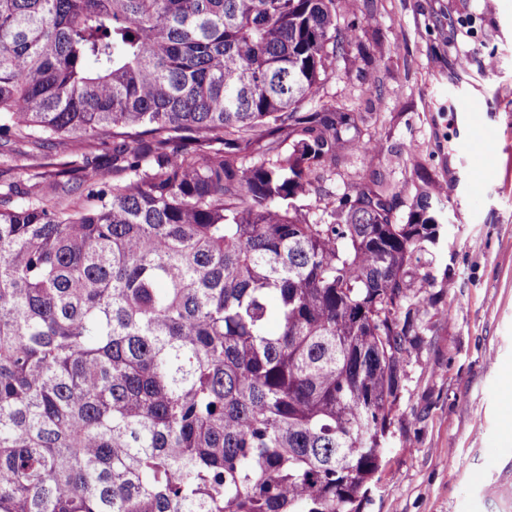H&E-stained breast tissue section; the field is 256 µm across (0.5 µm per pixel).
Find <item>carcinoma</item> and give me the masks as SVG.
Returning <instances> with one entry per match:
<instances>
[{
    "label": "carcinoma",
    "instance_id": "obj_1",
    "mask_svg": "<svg viewBox=\"0 0 512 512\" xmlns=\"http://www.w3.org/2000/svg\"><path fill=\"white\" fill-rule=\"evenodd\" d=\"M347 10L0 0V142L77 146L0 192V512H360L442 202L314 192Z\"/></svg>",
    "mask_w": 512,
    "mask_h": 512
}]
</instances>
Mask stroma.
Segmentation results:
<instances>
[{
  "label": "stroma",
  "instance_id": "obj_1",
  "mask_svg": "<svg viewBox=\"0 0 512 512\" xmlns=\"http://www.w3.org/2000/svg\"><path fill=\"white\" fill-rule=\"evenodd\" d=\"M351 20L356 38L321 95L365 113L382 152L345 151L323 189L376 171L410 195L431 185L444 203L439 237L412 267L435 285L413 291L418 334L361 512H512L484 490L512 462V0H357ZM462 94L488 106L478 167L461 150Z\"/></svg>",
  "mask_w": 512,
  "mask_h": 512
}]
</instances>
